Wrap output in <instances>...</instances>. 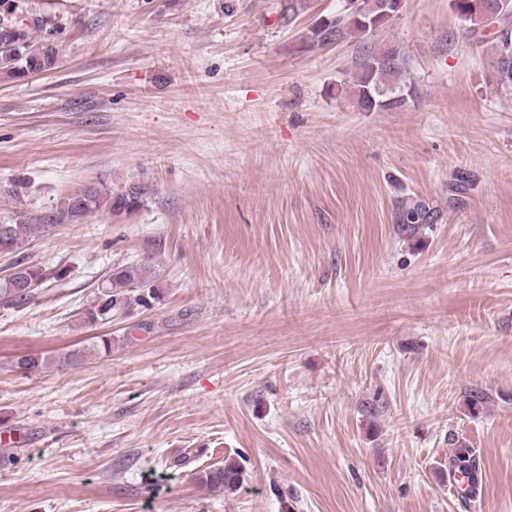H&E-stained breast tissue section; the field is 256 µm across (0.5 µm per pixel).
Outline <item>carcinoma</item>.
<instances>
[{"instance_id": "cac0c4a2", "label": "carcinoma", "mask_w": 512, "mask_h": 512, "mask_svg": "<svg viewBox=\"0 0 512 512\" xmlns=\"http://www.w3.org/2000/svg\"><path fill=\"white\" fill-rule=\"evenodd\" d=\"M499 13L505 16L496 35V82L504 93H512V0H493ZM451 9L457 17L469 24L472 34L483 25V14L471 0H451ZM312 8V0H285L281 18L292 22L300 14ZM55 24L38 13L35 0H0V77L15 78L25 73L44 72L57 63L58 50L48 42L38 43L36 32L53 35ZM358 36L361 56L357 72L353 76L352 95L355 103L364 112L402 108L412 97L413 90L407 87L410 61L406 52L397 44L378 47L367 38L365 28L353 18L348 7L336 14L328 23H317L309 28L302 45L312 48L340 40L345 34ZM144 189L131 186L124 191L85 186L63 198L59 212L61 221L78 223L89 214L105 207L113 214L132 213L143 203ZM437 220V212L422 204L414 203L403 209L399 221L410 228L418 224H431ZM41 230V225L23 219L7 225V233L0 234V251L9 253L22 248L25 241ZM19 272L0 278V298L6 303L21 305L34 298V291L51 280H61L62 270H46L38 265L15 263ZM155 287L148 275L147 267L141 264L119 266L111 271L102 285L98 303L87 312L91 322L107 319L112 308L127 302L125 292L130 288ZM450 467L460 473L466 488L465 498L473 500L479 495L477 480L478 463L475 451L460 443L453 448L449 458ZM202 482L213 489H224L226 493L238 490L242 482V471L237 461L227 459L224 466L205 473Z\"/></svg>"}]
</instances>
